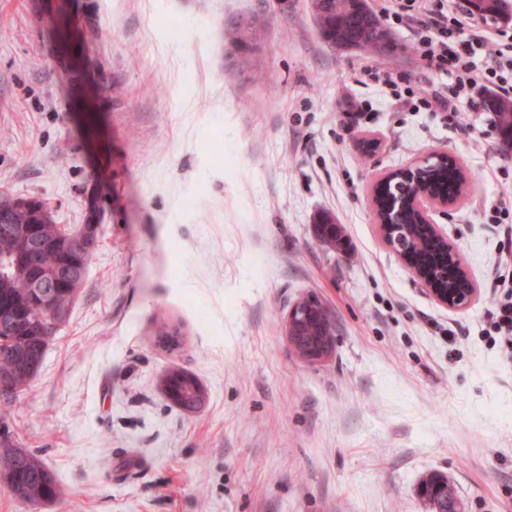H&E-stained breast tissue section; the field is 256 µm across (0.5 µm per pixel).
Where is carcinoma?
I'll return each mask as SVG.
<instances>
[{
    "label": "carcinoma",
    "mask_w": 512,
    "mask_h": 512,
    "mask_svg": "<svg viewBox=\"0 0 512 512\" xmlns=\"http://www.w3.org/2000/svg\"><path fill=\"white\" fill-rule=\"evenodd\" d=\"M311 7L322 39L334 47L378 54L392 47L389 32L361 0H311ZM468 9L482 20L512 22L509 0H468ZM228 39L238 53V62L253 57L254 45L247 41L241 22L228 29ZM489 106L503 143H512V101L491 98ZM424 173L425 181L420 184L399 180L390 183L380 201L389 202L390 219L403 236V248L440 274V259L413 223L405 198L421 191L437 192L446 180L457 181L460 172L453 165L446 168L433 163ZM30 204L42 213L15 207L10 216L11 224L25 236L0 232V263H9V273L0 274V327L10 326L7 332L0 330V374L7 376L12 385V393L6 397L8 405L16 403L27 390L45 356L48 337L40 333L41 318L46 316L41 293L49 291L57 302L72 308L91 262V258L76 253L72 243L87 225L62 226L43 202L32 199ZM12 439L10 426L0 417V480L24 502L38 505L55 500L60 486L41 455L31 450L21 455L13 453ZM421 487L431 512H442L449 504L465 508L448 478L441 474L428 475Z\"/></svg>",
    "instance_id": "carcinoma-1"
}]
</instances>
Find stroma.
Returning a JSON list of instances; mask_svg holds the SVG:
<instances>
[{
    "mask_svg": "<svg viewBox=\"0 0 512 512\" xmlns=\"http://www.w3.org/2000/svg\"><path fill=\"white\" fill-rule=\"evenodd\" d=\"M255 16L237 63L223 32ZM361 51L310 0H0V191L58 223L103 216L71 312L7 409L61 494L0 512H429L445 475L465 512H512V355L487 313L512 152L479 91L459 124L386 104ZM465 196L434 222L478 290L436 303L381 241L370 187L430 152ZM329 213L348 241L318 238ZM317 298L336 349L306 364L289 308ZM194 374L205 407L158 379ZM177 375L186 386H188L191 389V393L193 394L195 400H196V407L191 410H187L189 412H198L199 409L202 408L204 402H205V390L203 386L200 384V382L195 379L192 375L186 372H182L179 370L176 371H169L166 374H164V377L161 379V386L164 394L166 397L173 402L174 404L178 405L179 398L174 394L171 385L169 383V380L167 379L168 376H175Z\"/></svg>",
    "mask_w": 512,
    "mask_h": 512,
    "instance_id": "35a3bbf8",
    "label": "stroma"
}]
</instances>
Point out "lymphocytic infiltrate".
Segmentation results:
<instances>
[{"label": "lymphocytic infiltrate", "mask_w": 512, "mask_h": 512, "mask_svg": "<svg viewBox=\"0 0 512 512\" xmlns=\"http://www.w3.org/2000/svg\"><path fill=\"white\" fill-rule=\"evenodd\" d=\"M378 13L393 29L407 30L410 49L432 74L421 86L412 73L385 69L362 59L360 72L386 93L391 106L414 112H441L457 121L463 100L479 90L512 98V29L486 28L461 0H376Z\"/></svg>", "instance_id": "lymphocytic-infiltrate-1"}]
</instances>
